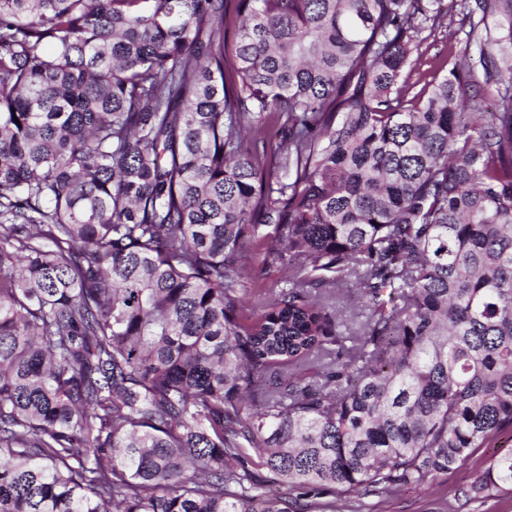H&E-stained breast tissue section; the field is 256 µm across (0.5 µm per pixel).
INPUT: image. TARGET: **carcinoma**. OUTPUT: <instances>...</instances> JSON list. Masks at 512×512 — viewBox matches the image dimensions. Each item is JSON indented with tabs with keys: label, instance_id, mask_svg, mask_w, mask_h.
I'll use <instances>...</instances> for the list:
<instances>
[{
	"label": "carcinoma",
	"instance_id": "1",
	"mask_svg": "<svg viewBox=\"0 0 512 512\" xmlns=\"http://www.w3.org/2000/svg\"><path fill=\"white\" fill-rule=\"evenodd\" d=\"M0 0V512H305L512 428V0ZM235 41L227 43L230 18ZM288 288L247 292L244 233ZM344 345L308 291L354 266ZM512 493V450L465 496ZM465 0H457L455 10L453 12L452 17V23L450 27V33H455L453 37L452 42L454 43V52H464L467 53V60L469 63V66L472 67L473 65V71L476 74H481V67L478 62V46L475 44V42L472 43V45L466 50V32L469 31L468 22L466 21L464 24H462V13L466 12L464 9V2ZM462 5V7L460 6ZM450 22L449 16L447 20L444 21L442 28L438 29L435 33V36L432 34L431 37L427 38L422 43L420 51L423 53L422 58L420 60V65L418 68L410 72L407 68L399 81L398 86H400L405 80L409 86L414 85V87L410 90L409 96H412L416 92H418L426 82H429L435 77L436 81L443 78L448 74V69L452 68L453 60L450 59L447 66H444L442 69L436 70L432 68L433 61L436 56L446 57L448 56V23ZM447 26V28L445 27Z\"/></svg>",
	"mask_w": 512,
	"mask_h": 512
}]
</instances>
